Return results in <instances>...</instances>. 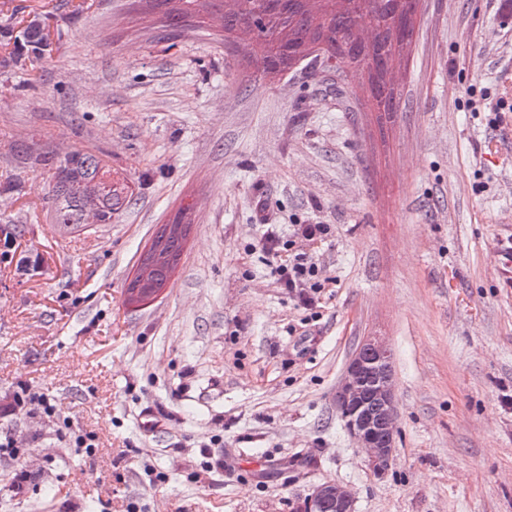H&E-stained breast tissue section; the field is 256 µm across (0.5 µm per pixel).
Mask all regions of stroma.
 Returning <instances> with one entry per match:
<instances>
[{"mask_svg": "<svg viewBox=\"0 0 512 512\" xmlns=\"http://www.w3.org/2000/svg\"><path fill=\"white\" fill-rule=\"evenodd\" d=\"M44 55L0 46V512H299L325 482L355 512H512V12L422 0L372 112L345 60L277 76L248 36L161 27L137 0H0ZM77 149L125 178L112 223L59 237L35 154ZM191 205L163 293L125 288ZM306 224L326 228L310 241ZM274 232L318 267L281 286ZM387 342L396 453L368 469L336 409L364 336ZM49 398L48 415L15 408ZM91 439L92 450L76 447ZM36 20L33 19L21 27L14 37V27H0V36L4 34L10 35V40L13 38V51L11 52L13 59H21L24 52L29 50L34 54H41L49 46V38L45 28ZM369 84L371 97L378 112H395L399 109V98L395 90L376 80Z\"/></svg>", "mask_w": 512, "mask_h": 512, "instance_id": "obj_1", "label": "stroma"}]
</instances>
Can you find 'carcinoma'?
I'll use <instances>...</instances> for the list:
<instances>
[{"mask_svg": "<svg viewBox=\"0 0 512 512\" xmlns=\"http://www.w3.org/2000/svg\"><path fill=\"white\" fill-rule=\"evenodd\" d=\"M215 0H165L169 5L166 18L174 25L186 16L203 18L214 5ZM268 0H239L235 13L224 23V31L231 32L242 23H250L257 32L260 54L257 64L268 72L271 63H286L288 57L323 41L327 45V56L347 58L370 73L396 62L411 46L414 30L408 35L398 32L399 24L417 14L419 0H351L348 11L338 13L331 0H316L307 8L290 3L282 10L267 7ZM365 26L376 32L372 47L358 53L350 49L357 28ZM13 37V59L18 60L24 52L39 54L49 46L45 28L36 20L29 21L19 30L1 26L0 35ZM371 97L380 112H396L399 98L395 91L376 80L369 83ZM36 163L49 174V191L46 197L51 223L61 236L71 235L84 229L82 216L84 207L83 189L93 179H108L110 167L100 158L77 151L68 159L40 156ZM126 199L124 189H114L112 184L104 187L100 200L101 223H112V215ZM18 224L0 225V245L7 249L0 252V258L8 257L9 248L14 246L20 235Z\"/></svg>", "mask_w": 512, "mask_h": 512, "instance_id": "carcinoma-1", "label": "carcinoma"}]
</instances>
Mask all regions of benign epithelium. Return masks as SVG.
Returning a JSON list of instances; mask_svg holds the SVG:
<instances>
[{"label":"benign epithelium","mask_w":512,"mask_h":512,"mask_svg":"<svg viewBox=\"0 0 512 512\" xmlns=\"http://www.w3.org/2000/svg\"><path fill=\"white\" fill-rule=\"evenodd\" d=\"M103 190L104 184L98 179L88 182L84 188L87 228L99 225L98 208ZM176 262L177 257L151 246L144 250L130 279L131 288L126 290L127 304L144 305L156 299L162 289L150 283V270L158 266L172 268ZM370 403L376 405L379 416L366 410ZM336 408L369 469L379 476L385 475L396 451L397 396L391 353L380 337H364L350 357L336 390ZM319 505L330 512H353V494L339 483L327 482L315 488L303 506V512H316Z\"/></svg>","instance_id":"7a95c632"}]
</instances>
